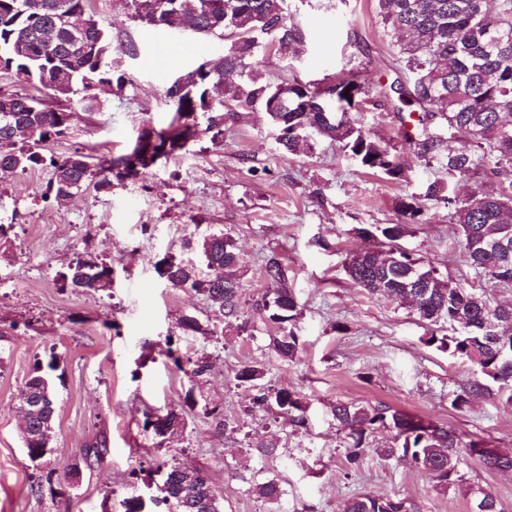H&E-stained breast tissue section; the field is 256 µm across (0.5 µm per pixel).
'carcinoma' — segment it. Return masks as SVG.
Here are the masks:
<instances>
[{"instance_id": "1", "label": "carcinoma", "mask_w": 512, "mask_h": 512, "mask_svg": "<svg viewBox=\"0 0 512 512\" xmlns=\"http://www.w3.org/2000/svg\"><path fill=\"white\" fill-rule=\"evenodd\" d=\"M130 17L156 29L172 27L167 17L188 16L202 35L232 36L224 51L211 57L208 77L195 79L192 70L172 81L165 97L176 112L168 128L151 129L158 145L152 154L142 153L135 175L146 174L158 162L203 137L216 140L224 135V122L233 116L222 100H211L209 86H224L228 100L266 112L278 131L277 141L288 152H312L307 132L327 136L368 170L397 179L402 164L396 153L365 132L354 117L339 121V108L354 109L364 94L359 75L349 71L334 87L298 79L279 83L268 81L252 59L269 37L279 48L302 45L306 33L288 21L286 0H243L246 9L236 12L229 4L238 0H122ZM379 14L388 32L396 39L405 66L413 75L407 86L395 93L407 107L423 110L417 133L407 134L423 155H439L445 140L459 147L446 153L448 174L458 180L475 178L490 171L509 180L512 186V0H377ZM65 8L67 19L57 14ZM112 40L96 18L91 0H0V69L11 73L15 82L37 84L57 98L74 103L84 112L97 105L93 90L102 83L123 89L126 74L114 68ZM75 109L49 110L28 94L0 96V166L24 172L44 163L38 148L46 141L63 137L70 129ZM98 170L86 156H70L49 161L51 178L47 192L64 200L90 184L109 190L114 164ZM425 197L448 207V221L457 227L464 246L465 261L476 275L497 284L512 286V263H502L501 255L488 251V243L498 241L512 252V193L475 190L461 198L451 188L432 182ZM371 241L346 258V276L371 295L409 300L419 320L433 327L426 343L448 353V357L469 362L480 378L455 395L453 405L463 409L480 396L498 397L512 407V304L502 305L487 293L442 278L436 268L413 252H405L398 240L403 224H382L362 230ZM208 267L223 272L217 283L199 279L196 267L174 256L162 263L161 277L172 288L186 286L202 293L211 305L227 317L239 314L242 258L232 237L212 234L200 245ZM266 273L278 287L265 294L258 304L263 320L276 325L274 350L291 360L299 348V337L288 323L299 315L298 301L288 288V268L276 256L267 259ZM421 281V287L406 290V273ZM70 286L102 290L112 284V264L78 257L69 266ZM264 370L254 363L243 367L237 380L254 391L253 404L274 409L298 424L306 422L308 405L295 391L276 389L263 383ZM30 398L44 408L30 416L25 447H46L52 441L55 422L53 382L36 365L26 383ZM204 414L215 429L228 428L224 411L204 403ZM339 429L351 439L346 458L354 464L364 451L368 433L387 428L394 433L393 444L376 448L381 458L403 461L430 474L435 488L465 489L474 502L473 512H506L488 489L463 486L461 466L471 459L486 471H512V452L488 447L483 439L469 438L430 420L408 414L385 403L360 405L339 400L331 406ZM171 482L170 503L174 512H224L209 475L199 471L198 494L205 499L196 507V498L183 492L179 466L166 471ZM259 497L269 503L281 502L283 490L271 479L255 486ZM343 512H415V504L405 499L363 493L349 499Z\"/></svg>"}]
</instances>
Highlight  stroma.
Listing matches in <instances>:
<instances>
[{
	"mask_svg": "<svg viewBox=\"0 0 512 512\" xmlns=\"http://www.w3.org/2000/svg\"><path fill=\"white\" fill-rule=\"evenodd\" d=\"M288 17L308 34L299 51L273 47L255 61L267 79L325 83L354 70L366 87L357 117L371 137L394 146L399 179L360 167L339 143L317 137L312 153L281 150L261 109L238 110L217 140L203 138L146 174L113 181L111 191L87 186L63 202L45 198L50 170L0 172V512H122L126 497L144 512H168L163 474L171 464L206 471L224 512H273L253 485L277 480L284 512H341L360 493L413 502L418 512H469L467 498L434 491L430 477L377 456L392 442L388 430L371 434L356 464L330 414L336 400L385 403L406 413L512 450V409L481 397L453 407V394L474 379L466 362L429 346V333L407 306L354 286L343 263L364 247L362 229L405 224L403 247L443 276L486 286L464 258L463 245L443 203L424 199L434 181L452 182L438 157L422 156L403 137L408 111L391 91L407 81L399 49L378 14L377 0H287ZM112 38L113 59L125 72L124 89L101 85L100 107L75 112L68 137L46 142L43 156L77 151L103 168L128 152L143 129L167 127L172 112L166 87L222 52L224 36L159 30L133 21L121 0H92ZM419 197L418 223L398 210ZM213 233L231 236L242 257L240 315L224 317L201 293L176 289L157 274L166 256L193 259L210 273L199 245ZM112 263V285L84 291L66 285L76 256ZM288 268L299 303L294 330L300 349L281 358L270 344L275 329L255 310L269 287L267 256ZM191 317L200 331L180 326ZM248 322L240 331V322ZM177 349L183 366L165 355ZM207 354L212 370L190 375V359ZM56 361L53 451L31 462L22 440L19 397L35 364ZM258 363L266 382L301 394L308 410L298 427L275 413L247 414L251 392L237 381ZM204 400L236 420L217 433ZM188 411L175 438H156L146 415ZM105 435L100 465H82V451ZM271 441L274 455L254 451ZM81 464L77 487L64 476ZM39 490H31V483Z\"/></svg>",
	"mask_w": 512,
	"mask_h": 512,
	"instance_id": "stroma-1",
	"label": "stroma"
}]
</instances>
